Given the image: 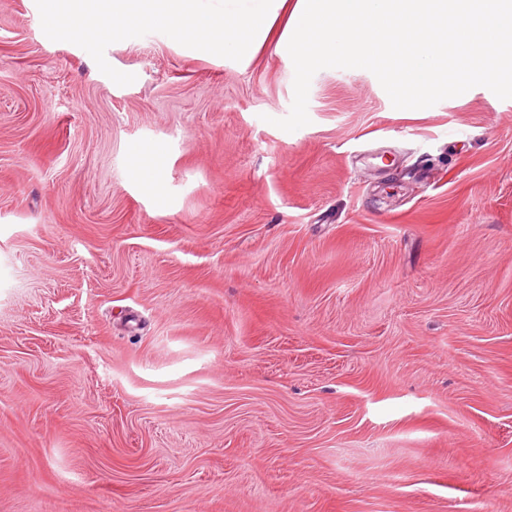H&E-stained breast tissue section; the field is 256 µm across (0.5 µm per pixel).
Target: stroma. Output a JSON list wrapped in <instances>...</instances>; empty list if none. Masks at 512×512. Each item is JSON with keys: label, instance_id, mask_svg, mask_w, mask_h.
Listing matches in <instances>:
<instances>
[{"label": "stroma", "instance_id": "obj_1", "mask_svg": "<svg viewBox=\"0 0 512 512\" xmlns=\"http://www.w3.org/2000/svg\"><path fill=\"white\" fill-rule=\"evenodd\" d=\"M105 58L0 0V512H512V99Z\"/></svg>", "mask_w": 512, "mask_h": 512}]
</instances>
